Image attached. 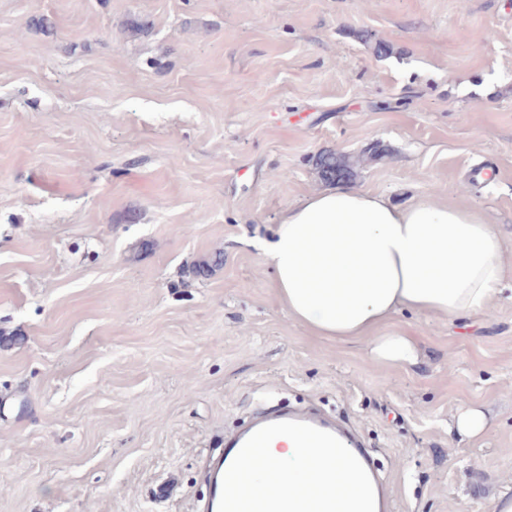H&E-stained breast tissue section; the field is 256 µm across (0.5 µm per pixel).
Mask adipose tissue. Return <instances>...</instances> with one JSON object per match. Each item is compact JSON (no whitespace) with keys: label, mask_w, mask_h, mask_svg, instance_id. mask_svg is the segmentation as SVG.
<instances>
[{"label":"adipose tissue","mask_w":512,"mask_h":512,"mask_svg":"<svg viewBox=\"0 0 512 512\" xmlns=\"http://www.w3.org/2000/svg\"><path fill=\"white\" fill-rule=\"evenodd\" d=\"M251 245L289 319L332 342L363 341L372 361L407 370L423 361L420 342L384 324L402 310L482 312L512 265L495 226L467 205L399 207L344 183L289 206L271 238Z\"/></svg>","instance_id":"adipose-tissue-1"}]
</instances>
